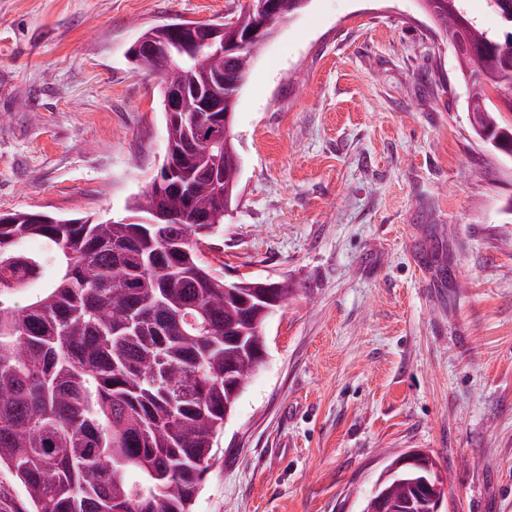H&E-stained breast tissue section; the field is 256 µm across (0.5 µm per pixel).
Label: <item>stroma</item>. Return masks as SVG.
<instances>
[{
	"mask_svg": "<svg viewBox=\"0 0 512 512\" xmlns=\"http://www.w3.org/2000/svg\"><path fill=\"white\" fill-rule=\"evenodd\" d=\"M244 0H0V213L132 221L164 158L147 27ZM217 275L288 280L196 512H361L388 458L433 455L444 512H512V160L472 135L417 0H310L234 117Z\"/></svg>",
	"mask_w": 512,
	"mask_h": 512,
	"instance_id": "stroma-1",
	"label": "stroma"
}]
</instances>
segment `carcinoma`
<instances>
[{
	"label": "carcinoma",
	"instance_id": "1",
	"mask_svg": "<svg viewBox=\"0 0 512 512\" xmlns=\"http://www.w3.org/2000/svg\"><path fill=\"white\" fill-rule=\"evenodd\" d=\"M304 0H276L281 23ZM448 41L465 32L460 79L471 84L467 109L488 145L512 159V0H486L495 30L472 16L467 0H418ZM257 14L242 5L225 18L227 55L206 53L172 66L162 53L132 57L160 78L167 141L183 153L179 173L161 193L143 190L130 210L168 224L104 222L41 211L0 213V468L25 493L26 512H194L217 441L263 363L262 329L295 292L257 279L229 281L203 261L201 245L224 224L239 195L240 155L224 115L202 112L216 74L224 106L234 104L264 41H245ZM142 35L159 45L191 36L177 23ZM188 90L183 102L205 120L186 127L167 108V86ZM221 145L214 188L184 138ZM38 239L42 250L26 243ZM26 293L20 305L16 296ZM418 512V497L443 492L435 472L400 467L380 493Z\"/></svg>",
	"mask_w": 512,
	"mask_h": 512
}]
</instances>
